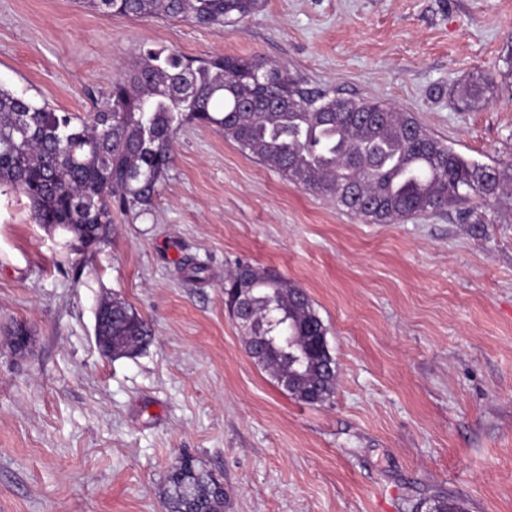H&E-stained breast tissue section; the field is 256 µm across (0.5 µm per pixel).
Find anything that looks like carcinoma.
Returning a JSON list of instances; mask_svg holds the SVG:
<instances>
[{"instance_id": "1", "label": "carcinoma", "mask_w": 512, "mask_h": 512, "mask_svg": "<svg viewBox=\"0 0 512 512\" xmlns=\"http://www.w3.org/2000/svg\"><path fill=\"white\" fill-rule=\"evenodd\" d=\"M109 16H164L209 27L240 22L262 0H83ZM273 93L286 105L262 106ZM496 95L491 78L475 72L455 89L471 111ZM215 125L243 150L293 184L336 202L375 224L463 204L477 197L512 209V161L473 160L436 138L407 112L368 98L339 97L311 85L285 64L264 58L188 59L165 49L139 51L112 82L105 108L74 124L75 116L38 105L0 85V185L23 194L34 223L66 230L85 251L112 227V202L148 206L173 161V138L185 119ZM246 295L245 335L259 365L272 375L295 371L317 402L336 388V373L319 367L325 349L294 358L278 337L327 335L300 286L279 272L240 264L224 279V302ZM102 351L129 356L150 342L143 317L120 300L97 308ZM439 512H465L461 500L433 499ZM164 512H224V483L181 459L168 472Z\"/></svg>"}]
</instances>
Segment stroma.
Wrapping results in <instances>:
<instances>
[{"instance_id":"1","label":"stroma","mask_w":512,"mask_h":512,"mask_svg":"<svg viewBox=\"0 0 512 512\" xmlns=\"http://www.w3.org/2000/svg\"><path fill=\"white\" fill-rule=\"evenodd\" d=\"M143 47L284 63L478 162L512 159V0H263L210 27L0 0V85L80 119ZM477 71L497 95L457 111ZM172 150L151 206L113 207L86 259L0 191V512H163L185 457L223 482L224 512H427L437 495L512 512V213L474 198L371 224L215 127L184 122ZM242 263L308 294L336 361L329 400H294L246 354L224 305ZM115 298L152 324L131 357L95 339Z\"/></svg>"}]
</instances>
